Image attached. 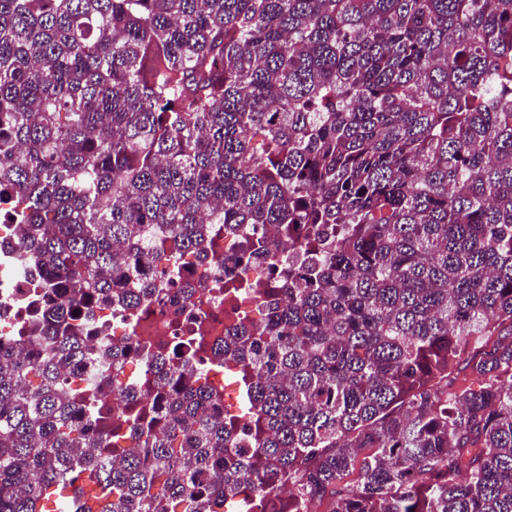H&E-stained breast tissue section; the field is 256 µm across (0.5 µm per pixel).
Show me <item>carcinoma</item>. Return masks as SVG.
Listing matches in <instances>:
<instances>
[{"label":"carcinoma","instance_id":"cac0c4a2","mask_svg":"<svg viewBox=\"0 0 512 512\" xmlns=\"http://www.w3.org/2000/svg\"><path fill=\"white\" fill-rule=\"evenodd\" d=\"M0 223L41 270L0 512H512V0H0ZM147 239L231 325L140 345L112 407L94 308L195 294ZM129 363L130 362L128 361L126 364L122 365L118 369L111 367L106 373L103 374H100L98 370H94L88 375L90 376L92 383H94L95 385H102L111 390L112 384L116 386L118 382L122 387H130L135 385L139 381L143 373H147L149 369L147 367L142 366L139 369V372L135 374V367L130 365Z\"/></svg>","mask_w":512,"mask_h":512}]
</instances>
